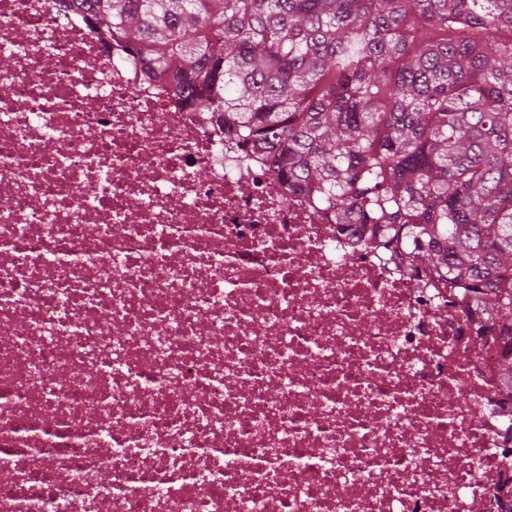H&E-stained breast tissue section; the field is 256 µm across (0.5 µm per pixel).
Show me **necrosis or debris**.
I'll list each match as a JSON object with an SVG mask.
<instances>
[{
	"instance_id": "4bbe7bcc",
	"label": "necrosis or debris",
	"mask_w": 512,
	"mask_h": 512,
	"mask_svg": "<svg viewBox=\"0 0 512 512\" xmlns=\"http://www.w3.org/2000/svg\"><path fill=\"white\" fill-rule=\"evenodd\" d=\"M0 512H507L463 296L340 234L71 0H0Z\"/></svg>"
}]
</instances>
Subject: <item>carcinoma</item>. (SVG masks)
<instances>
[{
	"label": "carcinoma",
	"mask_w": 512,
	"mask_h": 512,
	"mask_svg": "<svg viewBox=\"0 0 512 512\" xmlns=\"http://www.w3.org/2000/svg\"><path fill=\"white\" fill-rule=\"evenodd\" d=\"M271 171L512 330V0H78Z\"/></svg>",
	"instance_id": "carcinoma-1"
}]
</instances>
